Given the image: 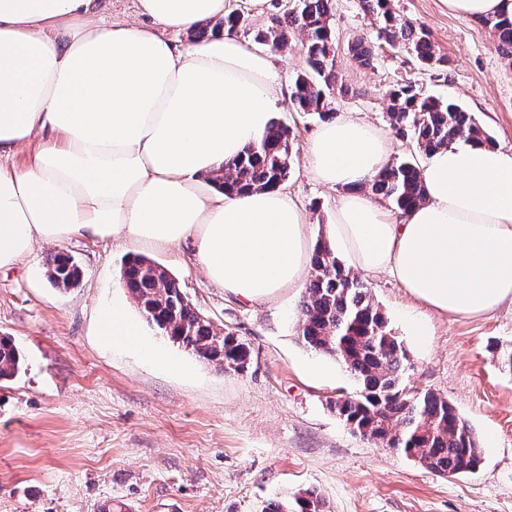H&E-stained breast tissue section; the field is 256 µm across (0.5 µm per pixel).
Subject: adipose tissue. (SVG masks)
<instances>
[{
    "mask_svg": "<svg viewBox=\"0 0 512 512\" xmlns=\"http://www.w3.org/2000/svg\"><path fill=\"white\" fill-rule=\"evenodd\" d=\"M136 10L107 23L96 0H0V270L36 245L85 236L190 247L210 280L250 303L301 287L318 245L304 211L281 189L227 194L207 178L265 134L286 91L275 55L227 30L170 39L223 18L226 0H137ZM389 153L381 130L351 117L316 131L312 175L348 190L326 236L333 252L440 313L512 307V150L433 152L425 200L405 213L361 189ZM100 335L138 345L125 303L102 310Z\"/></svg>",
    "mask_w": 512,
    "mask_h": 512,
    "instance_id": "1",
    "label": "adipose tissue"
}]
</instances>
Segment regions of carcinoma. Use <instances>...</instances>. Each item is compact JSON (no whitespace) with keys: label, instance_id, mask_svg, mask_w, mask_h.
<instances>
[{"label":"carcinoma","instance_id":"cac0c4a2","mask_svg":"<svg viewBox=\"0 0 512 512\" xmlns=\"http://www.w3.org/2000/svg\"><path fill=\"white\" fill-rule=\"evenodd\" d=\"M331 2L290 0L287 10L257 29L248 27L244 15L232 10L215 27L239 30L273 51L285 48L291 36H300L306 69L293 80L290 105L297 112L325 116L332 111L333 97L345 91L336 70L338 43L330 26ZM359 5L378 22V41L403 47L424 71L447 70L448 59L437 52L431 34L396 15L390 0H359ZM479 23L491 31L497 50L512 64V20L488 16ZM347 51L361 68H371L378 60L375 46L363 38L347 42ZM385 97L389 128L410 139L420 154L428 156L460 139L495 144L471 113L450 99L423 96L414 82L389 86ZM292 153V130L273 122L260 143L212 171L209 179L227 194L278 187L288 179ZM369 190L389 200L401 213L419 205L424 188L417 161L386 163ZM46 277L56 288H71L79 281L80 268L67 255L56 253L48 260ZM122 278L147 322L162 335L204 360L222 363L226 371L245 370L249 357L245 343L203 317L167 269L136 255L125 262ZM299 322L298 337L306 347L343 363L359 380L358 394H339L330 401L355 432L413 458L439 476L479 468L482 448L476 431L448 400L429 389L403 383L409 363L403 342L389 328L362 278L323 240L312 256ZM19 369L17 351L1 336L0 379L14 376ZM260 512L330 510L318 492L306 490L291 501L268 503Z\"/></svg>","mask_w":512,"mask_h":512}]
</instances>
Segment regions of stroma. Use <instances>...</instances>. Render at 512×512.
<instances>
[{
	"label": "stroma",
	"instance_id": "stroma-1",
	"mask_svg": "<svg viewBox=\"0 0 512 512\" xmlns=\"http://www.w3.org/2000/svg\"><path fill=\"white\" fill-rule=\"evenodd\" d=\"M391 8L430 31L447 73L420 71L411 55L388 47L372 69L338 54L347 90L334 100L335 115L388 130L384 91L409 79L459 103L512 150V65L489 30L449 14L442 0H391ZM330 23L342 45L376 38L377 23L358 0H334ZM273 119L295 134L284 188L311 234L324 237L345 190L310 172L309 143L322 121L285 100ZM58 251L78 264L77 286L49 283L47 261ZM137 253L77 237L35 248L0 272V336L22 357L20 371L0 380V512H260L307 489L331 512H512V369L500 358L512 352L511 309L454 317L416 302L387 275L365 280L408 350L406 383L448 399L479 436V470L444 478L354 434L331 409L336 395L360 386L299 340L304 289L247 305L189 256L151 250L148 258L169 270L206 319L247 345L249 364L234 373L199 358L151 327L133 302L129 318L171 366L105 345L99 313L127 296L121 269ZM417 322L425 335H414Z\"/></svg>",
	"mask_w": 512,
	"mask_h": 512
}]
</instances>
